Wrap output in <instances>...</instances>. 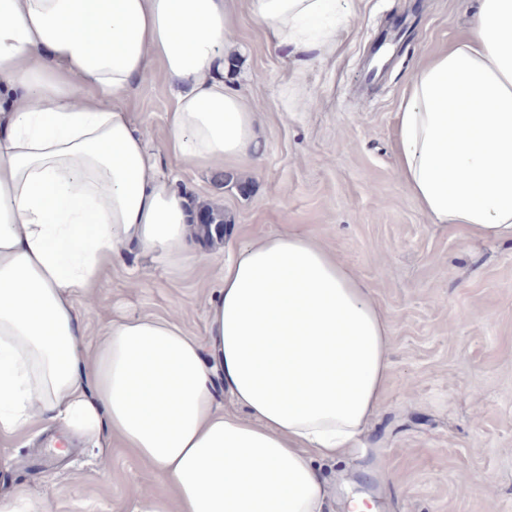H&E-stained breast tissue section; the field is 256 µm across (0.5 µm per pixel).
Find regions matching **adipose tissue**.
<instances>
[{"instance_id":"obj_1","label":"adipose tissue","mask_w":512,"mask_h":512,"mask_svg":"<svg viewBox=\"0 0 512 512\" xmlns=\"http://www.w3.org/2000/svg\"><path fill=\"white\" fill-rule=\"evenodd\" d=\"M339 0H249L270 43L332 55ZM228 0H0V433L63 425L119 438L166 487L129 512H327L316 466L383 404L389 322L315 239L259 236L225 260L205 336L113 322L88 348L75 299L132 245L191 260L167 153L260 163L256 114L224 85ZM162 68L177 86L154 150L121 103ZM397 172L429 221L512 239V0L418 65L395 115ZM223 386L238 408L216 400Z\"/></svg>"}]
</instances>
